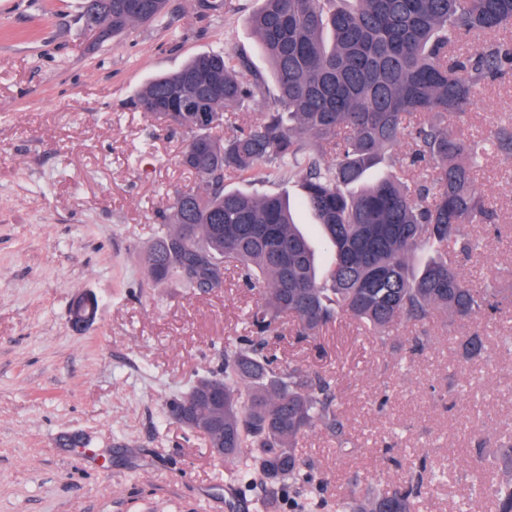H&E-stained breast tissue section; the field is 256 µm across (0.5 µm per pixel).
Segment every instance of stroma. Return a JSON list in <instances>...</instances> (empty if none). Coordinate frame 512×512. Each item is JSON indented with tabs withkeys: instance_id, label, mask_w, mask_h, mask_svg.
Segmentation results:
<instances>
[{
	"instance_id": "stroma-1",
	"label": "stroma",
	"mask_w": 512,
	"mask_h": 512,
	"mask_svg": "<svg viewBox=\"0 0 512 512\" xmlns=\"http://www.w3.org/2000/svg\"><path fill=\"white\" fill-rule=\"evenodd\" d=\"M81 6L0 0V512H293L282 496L259 510L258 485L226 490L231 465L161 413L248 336L258 293L233 273L217 295L153 286L139 263L173 191L194 177L177 163L183 138L152 127L136 94L228 44L270 74L248 22L256 0H231L219 19L171 0L169 27L141 26L94 51ZM507 113L512 83L488 88L448 128L487 132ZM475 187L500 220L471 226L483 247L458 265L467 281L499 288L494 316L404 323L384 342L346 317L300 342L286 319L270 337L267 353L322 374L338 396L343 453L318 425L296 445L317 497L394 487L420 458L418 512L474 502L493 512L472 462L512 438V171L488 159ZM81 292L98 313L79 331L69 307ZM478 327L485 349L471 360L462 342ZM74 432L82 442L67 444Z\"/></svg>"
}]
</instances>
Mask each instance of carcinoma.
<instances>
[{
	"instance_id": "1",
	"label": "carcinoma",
	"mask_w": 512,
	"mask_h": 512,
	"mask_svg": "<svg viewBox=\"0 0 512 512\" xmlns=\"http://www.w3.org/2000/svg\"><path fill=\"white\" fill-rule=\"evenodd\" d=\"M171 0H83L82 20L103 46L146 23L164 25ZM250 25L272 78L244 52L226 46L198 54L137 93L151 123L185 136L179 164L196 178L173 192L169 212L140 263L152 284L207 292L231 270L259 290L250 332L224 347L218 369L169 398L165 420L191 409V427L235 469L230 480L258 483L266 500L309 478L298 438L319 424L346 444L331 383L262 353L281 318L302 340H315L346 315L380 341L401 323L437 311L466 321L497 311L499 289L465 281L451 257L476 246L467 227L497 224L492 202L476 192L481 163L512 164V115L488 133L452 135L486 88L512 78V0H258ZM251 78L244 79L245 72ZM193 93L199 111L178 110ZM271 97L241 135L219 136L229 115ZM415 150L389 159L390 171L368 175L404 137ZM281 186L296 182L300 205L315 216L330 245L328 267L300 231L288 197L251 195L228 177ZM435 256L410 271L414 251ZM217 380L224 404L204 393ZM418 489L367 485L336 501V512H417ZM495 512H512V484L491 489Z\"/></svg>"
}]
</instances>
